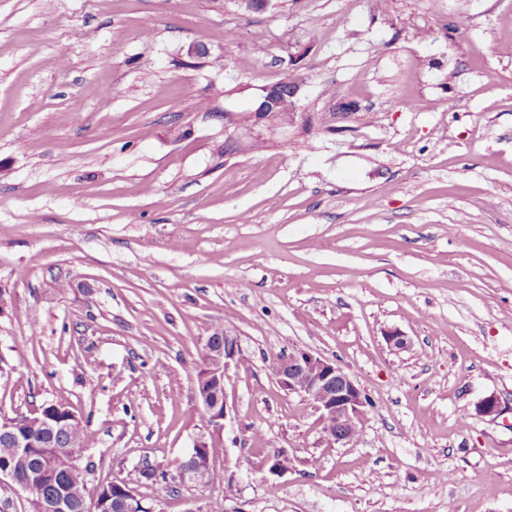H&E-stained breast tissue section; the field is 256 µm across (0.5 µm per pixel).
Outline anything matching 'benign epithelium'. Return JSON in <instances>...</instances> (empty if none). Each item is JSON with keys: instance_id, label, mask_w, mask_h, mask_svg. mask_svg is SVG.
Listing matches in <instances>:
<instances>
[{"instance_id": "1", "label": "benign epithelium", "mask_w": 512, "mask_h": 512, "mask_svg": "<svg viewBox=\"0 0 512 512\" xmlns=\"http://www.w3.org/2000/svg\"><path fill=\"white\" fill-rule=\"evenodd\" d=\"M301 84L284 79L263 87L261 101L253 111L254 125L269 124V110L282 96L299 98ZM211 339H206L205 351L208 355L209 375L218 377L225 374L232 362L241 358V345L236 332L224 327V343L218 350L211 349ZM276 376L280 385L290 392L302 393L309 397L320 412L322 430L326 439L339 445L353 442L355 426L367 405L366 395L354 378L341 366L305 350H297L280 359L276 366ZM232 419L229 406H224L223 414L207 424V432L199 434L190 452L195 462V470L210 469V459L198 456L196 449L209 446V439L224 430L226 421ZM43 430L42 447L52 448V453L32 451L33 444L23 439L17 432L4 429L3 445L0 450L7 456L34 462L35 476L44 484H52L57 474L66 468V456L55 450L62 441L66 426L54 419L41 421ZM29 495L31 512H70L72 503L66 494L51 496L37 490L33 481L19 483Z\"/></svg>"}]
</instances>
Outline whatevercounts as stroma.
Here are the masks:
<instances>
[{
  "label": "stroma",
  "instance_id": "stroma-1",
  "mask_svg": "<svg viewBox=\"0 0 512 512\" xmlns=\"http://www.w3.org/2000/svg\"><path fill=\"white\" fill-rule=\"evenodd\" d=\"M508 45L512 0H0V417L67 404L90 485L161 512H512ZM288 77L295 123L225 132ZM216 325L224 452L162 494ZM298 349L357 442L279 384ZM224 334V343L218 350H212L211 345L212 341L211 338H219L220 335ZM205 351L208 355V375L215 376L219 378L220 375H223L230 365L231 362H238L241 358V345L240 340L236 332L227 326L223 327H215L212 331L210 336L207 337L206 343H205ZM207 355H204L203 359V367L197 372L196 379L199 380V377L202 376V374L205 371L206 367V360ZM276 376L288 392L302 393L315 403L329 442L339 445L353 442L355 426L367 405L366 395L341 366L297 350L278 361Z\"/></svg>",
  "mask_w": 512,
  "mask_h": 512
}]
</instances>
